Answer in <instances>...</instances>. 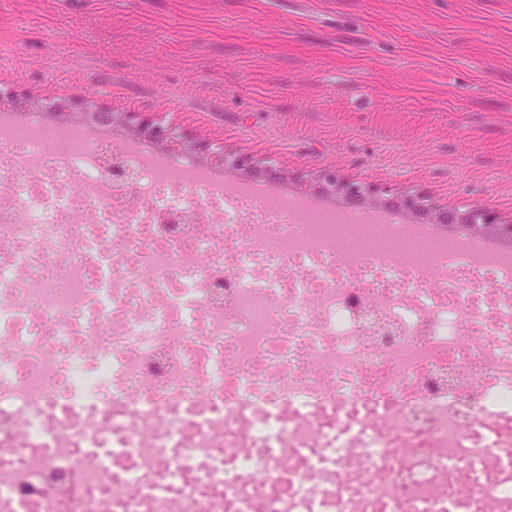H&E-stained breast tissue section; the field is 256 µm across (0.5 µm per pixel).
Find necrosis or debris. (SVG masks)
<instances>
[{"mask_svg":"<svg viewBox=\"0 0 512 512\" xmlns=\"http://www.w3.org/2000/svg\"><path fill=\"white\" fill-rule=\"evenodd\" d=\"M80 133H0V512H512V263ZM14 135L19 138L34 137L47 143L52 148L62 151H76L80 142L72 135V128L66 124H38L36 126H21L15 129ZM354 211L345 206L334 210H321L305 219L307 224H317L319 235L338 234L344 244L353 250L367 248L376 251H393L406 257H422L430 253L438 244L447 242L433 232L408 238L387 239L381 236L375 222L359 224L354 219Z\"/></svg>","mask_w":512,"mask_h":512,"instance_id":"necrosis-or-debris-1","label":"necrosis or debris"}]
</instances>
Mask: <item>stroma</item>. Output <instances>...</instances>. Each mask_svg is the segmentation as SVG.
<instances>
[{
  "instance_id": "35a3bbf8",
  "label": "stroma",
  "mask_w": 512,
  "mask_h": 512,
  "mask_svg": "<svg viewBox=\"0 0 512 512\" xmlns=\"http://www.w3.org/2000/svg\"><path fill=\"white\" fill-rule=\"evenodd\" d=\"M512 219V0H0V89Z\"/></svg>"
}]
</instances>
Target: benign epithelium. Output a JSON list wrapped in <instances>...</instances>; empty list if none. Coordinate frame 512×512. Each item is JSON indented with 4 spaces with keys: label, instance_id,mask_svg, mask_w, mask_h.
<instances>
[{
    "label": "benign epithelium",
    "instance_id": "7a95c632",
    "mask_svg": "<svg viewBox=\"0 0 512 512\" xmlns=\"http://www.w3.org/2000/svg\"><path fill=\"white\" fill-rule=\"evenodd\" d=\"M98 109L100 117L110 122L122 123L134 134L152 139L166 149L206 155L211 162L224 167V173L235 178L248 176L266 181L294 179L303 182L309 196L314 199L337 194L342 196L346 203L354 206L362 208L382 206L416 218L425 224H465L477 234L503 223L498 215L482 205H472L462 209L452 208L431 201L419 191L394 193L375 184L347 180L334 169H328L309 178L298 170H289L258 161L222 146L215 147L203 138L140 112H114L103 104L98 105Z\"/></svg>",
    "mask_w": 512,
    "mask_h": 512
}]
</instances>
